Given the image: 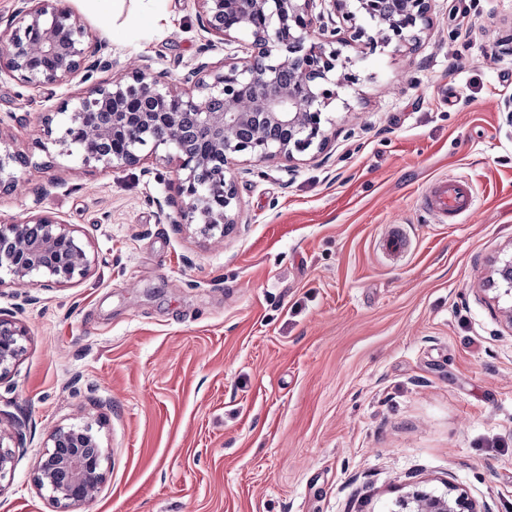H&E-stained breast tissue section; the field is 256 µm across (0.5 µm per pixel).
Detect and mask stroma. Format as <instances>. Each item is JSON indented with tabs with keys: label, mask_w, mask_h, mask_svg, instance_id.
Returning <instances> with one entry per match:
<instances>
[{
	"label": "stroma",
	"mask_w": 512,
	"mask_h": 512,
	"mask_svg": "<svg viewBox=\"0 0 512 512\" xmlns=\"http://www.w3.org/2000/svg\"><path fill=\"white\" fill-rule=\"evenodd\" d=\"M108 80L138 64L179 79L242 54L210 44L194 0L161 30L113 34L85 0ZM470 36H455L458 8ZM416 44L341 48L357 75L326 109L327 149L239 157L238 222L207 239L168 200L177 161L84 165L46 146L44 120L84 88L0 74V148L28 155L0 224L59 216L88 243L70 286L0 284L26 327L0 381L10 479L0 512H57L35 482L56 429L90 426L105 478L77 512H393L423 489L512 512V327L487 278L512 257V0H431ZM469 178L478 207L436 224L419 196ZM404 225L410 250L377 240Z\"/></svg>",
	"instance_id": "stroma-1"
}]
</instances>
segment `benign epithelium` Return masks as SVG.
<instances>
[{"instance_id": "7a95c632", "label": "benign epithelium", "mask_w": 512, "mask_h": 512, "mask_svg": "<svg viewBox=\"0 0 512 512\" xmlns=\"http://www.w3.org/2000/svg\"><path fill=\"white\" fill-rule=\"evenodd\" d=\"M7 38L0 42V72L39 87L66 82L86 65V27L58 0H20ZM203 30L220 41L250 39L240 61L199 64L183 81L151 66L95 83L59 110L45 133L58 155L78 150L84 164L135 166L142 152L159 148L178 160L179 211L199 233L214 236L236 223V180L227 176L237 156L284 160L328 142L324 109L338 89L356 80L336 74L337 43L400 47L430 22V0H195ZM197 119L200 148L183 150L181 120ZM29 158L0 152V192L16 188ZM91 267L86 245L52 214L0 225V274L23 285H67ZM497 289L512 298V259L498 269ZM23 327L0 318V380L23 352ZM37 465L36 483L50 491L61 512L93 500L104 479L103 453L87 428L59 429ZM400 512H477L465 495L415 491L398 501Z\"/></svg>"}]
</instances>
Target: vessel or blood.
<instances>
[{"label":"vessel or blood","mask_w":512,"mask_h":512,"mask_svg":"<svg viewBox=\"0 0 512 512\" xmlns=\"http://www.w3.org/2000/svg\"><path fill=\"white\" fill-rule=\"evenodd\" d=\"M420 203L436 223L454 224L474 211L475 189L469 180L442 176L429 184ZM379 245L386 256L399 257L408 251L410 241L402 225L392 224L383 232Z\"/></svg>","instance_id":"b4317fda"}]
</instances>
